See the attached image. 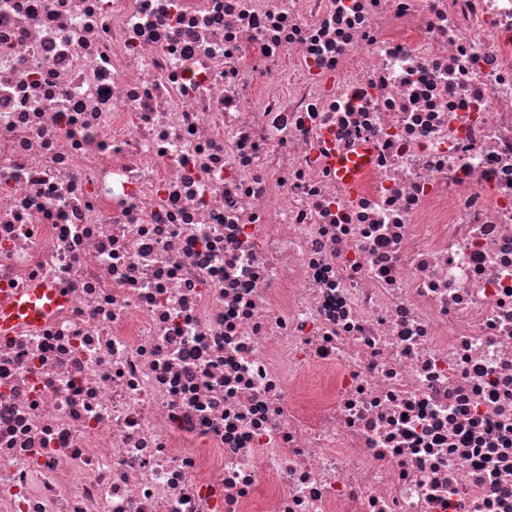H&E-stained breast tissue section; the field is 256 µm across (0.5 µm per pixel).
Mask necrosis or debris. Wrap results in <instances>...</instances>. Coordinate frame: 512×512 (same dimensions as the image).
<instances>
[{
    "instance_id": "necrosis-or-debris-1",
    "label": "necrosis or debris",
    "mask_w": 512,
    "mask_h": 512,
    "mask_svg": "<svg viewBox=\"0 0 512 512\" xmlns=\"http://www.w3.org/2000/svg\"><path fill=\"white\" fill-rule=\"evenodd\" d=\"M37 284L0 512H512V0H0ZM370 157L371 154L366 148L360 150V154L356 157L355 161H350L346 157L336 154V157L333 159V165L338 176L344 179L348 186L358 187L368 169Z\"/></svg>"
}]
</instances>
